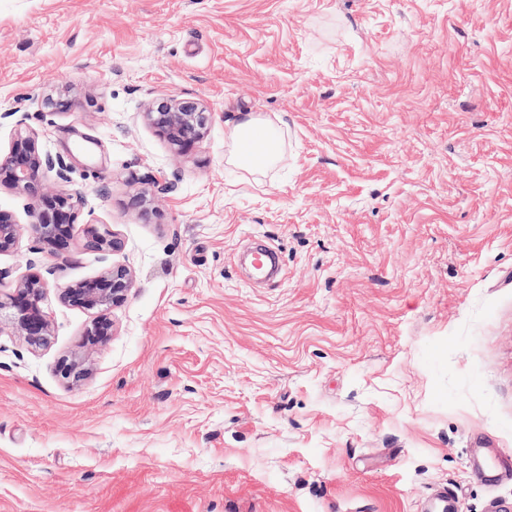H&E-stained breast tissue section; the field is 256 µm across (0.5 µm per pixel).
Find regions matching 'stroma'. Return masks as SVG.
Returning <instances> with one entry per match:
<instances>
[{
    "label": "stroma",
    "mask_w": 512,
    "mask_h": 512,
    "mask_svg": "<svg viewBox=\"0 0 512 512\" xmlns=\"http://www.w3.org/2000/svg\"><path fill=\"white\" fill-rule=\"evenodd\" d=\"M170 97L210 114L183 154L143 117ZM249 115L262 174L227 161ZM28 132L82 200L49 259L0 186V291L41 275L51 326L0 330V512H512V0H0V157ZM119 264L68 383L94 314L61 293ZM235 141L228 157V163L246 171H256L272 165L282 151V144L274 138L265 122L255 116H247L234 126ZM257 140L262 145L261 153L256 156L244 153L241 143ZM19 225L13 215L0 209V254L11 251L17 241ZM85 246L93 251L112 254L122 245L108 225L89 224L85 228ZM253 257L255 258L256 268L264 269L263 275L266 278H271L278 273L280 269L278 256L268 245L259 243L255 248ZM133 287V275L124 266H111L101 275L68 286L62 298L70 305L95 311L91 326L86 329L81 348L96 346L112 333V322L107 311L122 302ZM58 373L69 383H77L87 376L88 368L85 367V359L78 353H74L60 359Z\"/></svg>",
    "instance_id": "35a3bbf8"
}]
</instances>
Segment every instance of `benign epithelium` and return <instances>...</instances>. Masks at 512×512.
I'll use <instances>...</instances> for the list:
<instances>
[{"instance_id": "1", "label": "benign epithelium", "mask_w": 512, "mask_h": 512, "mask_svg": "<svg viewBox=\"0 0 512 512\" xmlns=\"http://www.w3.org/2000/svg\"><path fill=\"white\" fill-rule=\"evenodd\" d=\"M146 121L173 148L184 153L205 135L210 113L196 102L174 98L153 104L144 112ZM71 167L60 156L44 154L37 147L34 133L19 134L9 154L0 158V185L33 200L31 228L36 250L61 258L70 252L72 228L77 219L73 196L52 190L50 179L69 181ZM19 225L13 215L0 209V254L11 251L17 241ZM85 246L93 251L110 254L121 248V241L106 224H88ZM133 287V275L124 266H111L101 275L68 286L62 293L65 302L96 313L86 329L81 347L96 346L112 333L107 311L122 302ZM45 283L40 275H27L5 295L0 294V312L8 311L12 328L35 348L48 343L50 323L42 309ZM58 373L77 383L88 374L85 359L74 353L58 362Z\"/></svg>"}]
</instances>
